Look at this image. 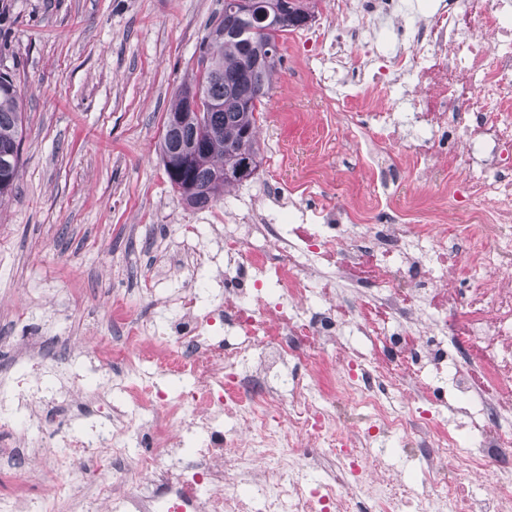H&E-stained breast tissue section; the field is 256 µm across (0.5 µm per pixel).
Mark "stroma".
I'll return each mask as SVG.
<instances>
[{
  "label": "stroma",
  "instance_id": "stroma-1",
  "mask_svg": "<svg viewBox=\"0 0 512 512\" xmlns=\"http://www.w3.org/2000/svg\"><path fill=\"white\" fill-rule=\"evenodd\" d=\"M223 11L224 0H0V64L15 73L26 116L16 190L0 204V380L14 376L21 336H91L109 329L114 297L143 317L138 289L179 288L155 281L142 244L202 214L172 189L157 143ZM303 38L287 36L259 120V168L230 197L288 192L315 166L316 204L338 203L344 182L370 190L360 145L297 58Z\"/></svg>",
  "mask_w": 512,
  "mask_h": 512
}]
</instances>
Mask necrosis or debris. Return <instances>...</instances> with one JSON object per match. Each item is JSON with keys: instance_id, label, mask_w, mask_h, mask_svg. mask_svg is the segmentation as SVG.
Segmentation results:
<instances>
[{"instance_id": "1", "label": "necrosis or debris", "mask_w": 512, "mask_h": 512, "mask_svg": "<svg viewBox=\"0 0 512 512\" xmlns=\"http://www.w3.org/2000/svg\"><path fill=\"white\" fill-rule=\"evenodd\" d=\"M335 5L310 75L365 144L370 192L266 197L211 225L213 249L183 225L181 289L140 294L159 316L112 306L96 350L110 399L88 402L76 337L47 358L26 337L0 476L29 463L61 487L84 469L96 512H512V0ZM457 208L470 223L449 224ZM141 363L171 389L114 385ZM64 406L107 422L73 436Z\"/></svg>"}]
</instances>
